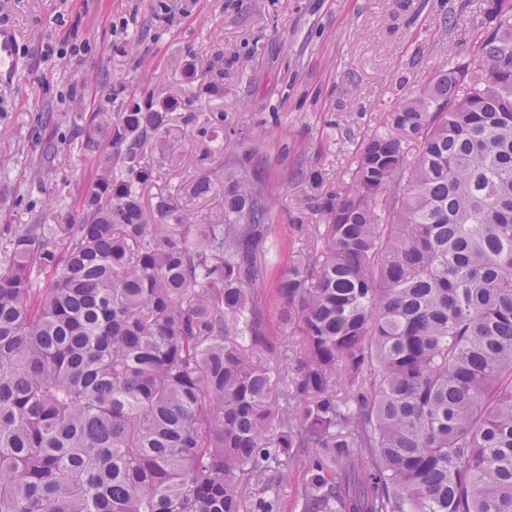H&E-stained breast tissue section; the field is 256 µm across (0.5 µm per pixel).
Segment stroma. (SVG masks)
Returning <instances> with one entry per match:
<instances>
[{
  "mask_svg": "<svg viewBox=\"0 0 512 512\" xmlns=\"http://www.w3.org/2000/svg\"><path fill=\"white\" fill-rule=\"evenodd\" d=\"M483 0H0V25L18 34L22 68L0 86V225L79 220L75 197L92 186L98 157L66 149L81 114L108 112L112 87L179 96L181 70L198 78L223 71L222 89L203 96L223 114L224 150L200 162V140L185 110L172 113L175 139L152 153L159 178L145 203L176 194L207 169H222L250 143L265 180L278 244L274 270L302 247L296 219L320 220V189L343 193L364 139L413 96L430 72L471 54L469 33ZM60 52L44 57L45 45ZM58 149L42 160L47 143Z\"/></svg>",
  "mask_w": 512,
  "mask_h": 512,
  "instance_id": "stroma-1",
  "label": "stroma"
}]
</instances>
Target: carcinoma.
Returning a JSON list of instances; mask_svg holds the SVG:
<instances>
[{
	"instance_id": "obj_1",
	"label": "carcinoma",
	"mask_w": 512,
	"mask_h": 512,
	"mask_svg": "<svg viewBox=\"0 0 512 512\" xmlns=\"http://www.w3.org/2000/svg\"><path fill=\"white\" fill-rule=\"evenodd\" d=\"M180 106L84 117L73 146L108 147L79 223L3 229L0 512H512V0L365 139L273 279L261 176L143 208ZM218 184L202 224L188 202ZM301 356L300 347L297 341L293 339L288 347V354L283 358L282 363L274 358L268 361V365L277 376L290 379L296 373Z\"/></svg>"
}]
</instances>
